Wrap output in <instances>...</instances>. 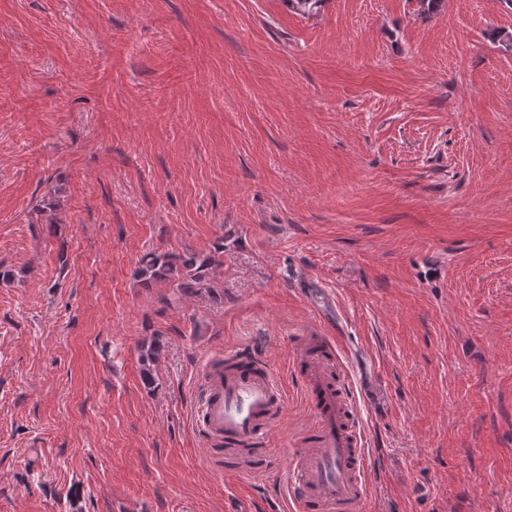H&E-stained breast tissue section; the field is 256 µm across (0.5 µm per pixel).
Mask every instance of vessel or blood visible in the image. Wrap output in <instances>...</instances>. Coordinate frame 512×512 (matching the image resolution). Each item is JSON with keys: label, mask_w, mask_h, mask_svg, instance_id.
I'll list each match as a JSON object with an SVG mask.
<instances>
[{"label": "vessel or blood", "mask_w": 512, "mask_h": 512, "mask_svg": "<svg viewBox=\"0 0 512 512\" xmlns=\"http://www.w3.org/2000/svg\"><path fill=\"white\" fill-rule=\"evenodd\" d=\"M295 352L312 420L301 432L303 449L287 485L266 512H364L370 468L358 399L373 391L353 386L344 337L303 336ZM285 404V388L269 366L236 368L213 354L203 363L192 427L209 456H220L226 447L242 459L267 462Z\"/></svg>", "instance_id": "obj_1"}]
</instances>
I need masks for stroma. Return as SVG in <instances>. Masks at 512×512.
<instances>
[{
    "mask_svg": "<svg viewBox=\"0 0 512 512\" xmlns=\"http://www.w3.org/2000/svg\"><path fill=\"white\" fill-rule=\"evenodd\" d=\"M498 30L505 0H0V512H264L314 331L379 385L365 512H512ZM219 244L198 292L135 274ZM253 341L289 398L235 478L191 408L204 357Z\"/></svg>",
    "mask_w": 512,
    "mask_h": 512,
    "instance_id": "obj_1",
    "label": "stroma"
}]
</instances>
